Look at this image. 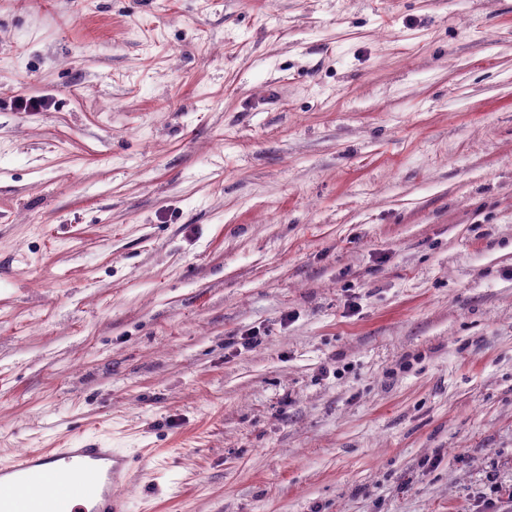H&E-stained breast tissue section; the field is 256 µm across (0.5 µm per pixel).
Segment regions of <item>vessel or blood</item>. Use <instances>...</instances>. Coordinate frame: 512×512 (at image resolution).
<instances>
[{
  "label": "vessel or blood",
  "mask_w": 512,
  "mask_h": 512,
  "mask_svg": "<svg viewBox=\"0 0 512 512\" xmlns=\"http://www.w3.org/2000/svg\"><path fill=\"white\" fill-rule=\"evenodd\" d=\"M133 466L132 455L92 438L20 452L0 464V512H127L115 489Z\"/></svg>",
  "instance_id": "b4317fda"
}]
</instances>
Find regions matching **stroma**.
<instances>
[{"label":"stroma","instance_id":"1","mask_svg":"<svg viewBox=\"0 0 512 512\" xmlns=\"http://www.w3.org/2000/svg\"><path fill=\"white\" fill-rule=\"evenodd\" d=\"M86 434L127 512H512V0H0V461Z\"/></svg>","mask_w":512,"mask_h":512}]
</instances>
